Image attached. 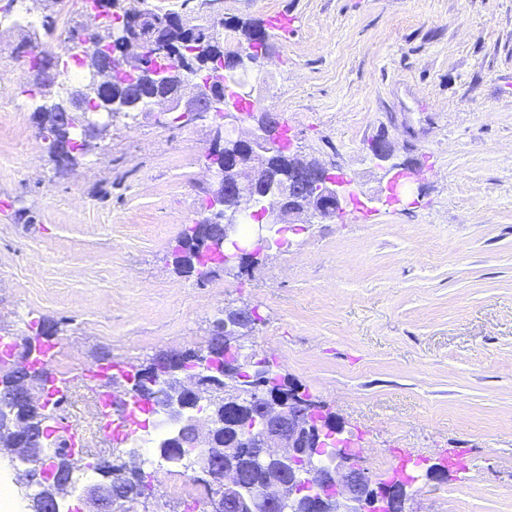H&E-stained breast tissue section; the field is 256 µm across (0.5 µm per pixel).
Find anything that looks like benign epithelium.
Here are the masks:
<instances>
[{"label":"benign epithelium","mask_w":512,"mask_h":512,"mask_svg":"<svg viewBox=\"0 0 512 512\" xmlns=\"http://www.w3.org/2000/svg\"><path fill=\"white\" fill-rule=\"evenodd\" d=\"M180 23L174 16L156 20L150 36H145L143 18L128 13L111 27L112 42L130 49L148 44L155 58H174L178 50L171 40V30ZM12 29L20 32L14 40L3 42L22 72L38 73L43 101L49 103L61 94L68 95L69 105L63 109L64 119L89 114L93 91L98 103L94 110L107 116L104 123H88L96 132L106 134L112 120L124 113L125 104L112 97V71L140 72L144 61L132 62L125 53L111 62L85 71V79L69 88L59 84L55 55L43 50L40 39L20 22ZM250 52L236 55L224 67L230 75L244 77L257 65ZM189 66L183 62L173 69L146 73L138 83L147 89L140 100L147 110L161 107V112H177L186 122L204 121L214 107L223 101L224 81L218 79L206 86L186 78ZM283 122L277 114L265 112L257 122L230 138L226 127L215 124L211 130L207 158L216 177L211 197V216L204 224H220L221 235L201 244L203 255L220 256L218 266L229 272L243 267L270 248L279 230L293 224H311L336 216L357 197L350 180L332 172L322 164H302V155L289 146L288 152L299 163L281 177L268 172V159L274 152L273 139ZM372 159L386 164V173L393 174L387 182L392 201L401 202L403 184L410 179L408 168L394 161L391 146L383 139L370 144ZM257 229L252 240L242 237V225ZM224 330L218 341L231 336L239 339L245 326L231 317L220 320ZM19 347L27 362L23 371L12 368L0 380V437L10 441V461L20 477L40 483L47 479L43 470L46 454L43 441L54 429L57 400L64 399L66 389L51 382L45 371L37 342L25 339ZM208 359L185 371V378H175L169 360L158 356L139 368L137 380L144 384L152 415L162 416L170 424V443L189 448H205L217 462L203 469L213 483L207 501V512H296L299 500L306 512H402L395 492L402 481L373 480L360 449L350 446L345 426L325 405L304 396L283 399L261 381L251 386L239 383L236 370L224 366L221 377L211 375ZM222 399L224 403L246 401L252 414L250 434L236 448H216L214 438L223 427L206 419L200 423L191 414L193 405ZM260 468L270 459L279 461L281 470L257 489L238 467L239 459ZM79 495L88 505L87 512H112L117 500L145 502L150 493H140L126 482L113 480L85 485L67 483V495Z\"/></svg>","instance_id":"obj_1"}]
</instances>
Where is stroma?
I'll list each match as a JSON object with an SVG mask.
<instances>
[{
	"instance_id": "stroma-1",
	"label": "stroma",
	"mask_w": 512,
	"mask_h": 512,
	"mask_svg": "<svg viewBox=\"0 0 512 512\" xmlns=\"http://www.w3.org/2000/svg\"><path fill=\"white\" fill-rule=\"evenodd\" d=\"M198 24L218 12L266 27L270 61L249 79L255 112L284 118L302 155L355 180L374 209L288 230L245 272L178 273L186 225L209 216L207 126L140 112L58 171L39 133L40 97L20 93L0 54V326L22 338L58 327L50 369L87 457L120 458L157 479L152 512H187L208 490L161 464L149 418L122 442L97 431L96 358L133 368L205 348L228 308L258 309L242 358L269 359L345 424L375 480L401 456L457 459L410 490L411 512H512V0H148ZM31 14L42 42L92 24L84 0ZM291 20L272 28L271 15ZM385 138L418 166L409 203L369 145Z\"/></svg>"
}]
</instances>
